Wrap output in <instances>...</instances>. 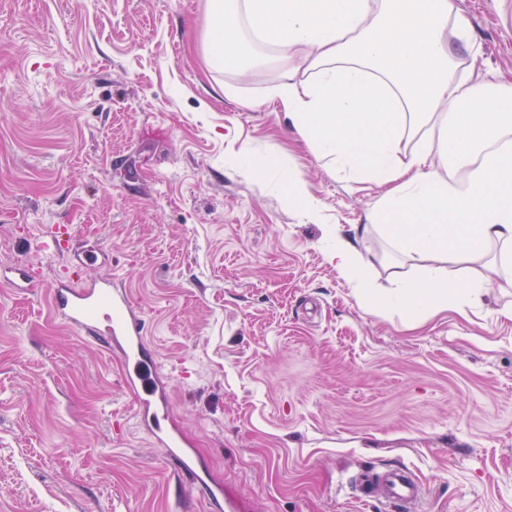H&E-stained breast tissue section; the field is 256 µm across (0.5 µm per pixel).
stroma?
<instances>
[{"label":"stroma","mask_w":512,"mask_h":512,"mask_svg":"<svg viewBox=\"0 0 512 512\" xmlns=\"http://www.w3.org/2000/svg\"><path fill=\"white\" fill-rule=\"evenodd\" d=\"M456 5L464 81L512 74V0ZM204 23L205 0H0V266L41 280L0 281V512H223L164 462L120 360L55 314L46 224L125 288L172 423L244 512H388L351 481L389 466L421 512H512V284L420 320L368 307L322 242L366 226L373 287L416 274L369 222L380 189L254 107L272 67L213 68ZM243 151L257 174L228 165ZM1 280L10 283L14 288H38L39 282L32 277L27 266L0 267Z\"/></svg>","instance_id":"35a3bbf8"}]
</instances>
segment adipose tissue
I'll list each match as a JSON object with an SVG mask.
<instances>
[{
	"mask_svg": "<svg viewBox=\"0 0 512 512\" xmlns=\"http://www.w3.org/2000/svg\"><path fill=\"white\" fill-rule=\"evenodd\" d=\"M279 61L307 71L277 81V100L314 153L353 182L383 193L371 214L398 249L421 260L393 273L384 293L343 233L325 250L361 299L422 318L450 305L479 306L488 278L512 280V81L462 86L454 46L470 47L455 0H207L205 46L216 66L242 69L241 27ZM431 135L411 152L408 130ZM466 170L456 184L445 168ZM502 249L485 262L489 246ZM483 263L485 278L471 266Z\"/></svg>",
	"mask_w": 512,
	"mask_h": 512,
	"instance_id": "adipose-tissue-1",
	"label": "adipose tissue"
}]
</instances>
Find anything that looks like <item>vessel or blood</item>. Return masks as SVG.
I'll use <instances>...</instances> for the list:
<instances>
[{"instance_id": "b4317fda", "label": "vessel or blood", "mask_w": 512, "mask_h": 512, "mask_svg": "<svg viewBox=\"0 0 512 512\" xmlns=\"http://www.w3.org/2000/svg\"><path fill=\"white\" fill-rule=\"evenodd\" d=\"M86 254L72 261V269L59 275L50 294L56 313L80 332L101 337L123 363V382L137 398V416L164 449L165 461L175 465L179 479L201 483L199 463L187 450L176 427L169 421L167 386L159 375L154 355L146 343L144 324L129 308L112 277L78 278L79 270L96 262ZM0 279L13 287L33 289L37 281L25 266L0 267ZM359 499H376L391 512H418L426 492L414 472L405 466L368 472L357 484Z\"/></svg>"}]
</instances>
